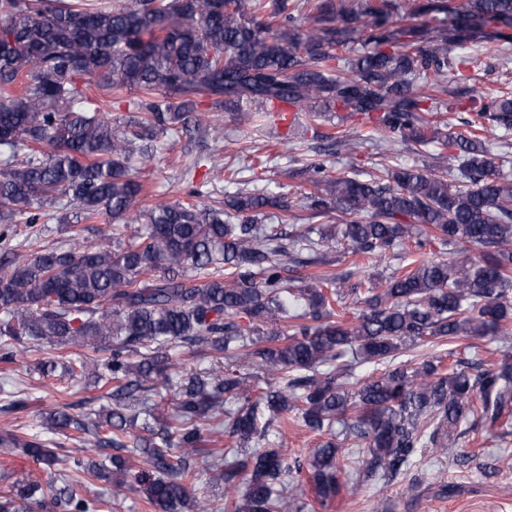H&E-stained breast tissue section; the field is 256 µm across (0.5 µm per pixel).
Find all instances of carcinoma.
Returning <instances> with one entry per match:
<instances>
[{
  "instance_id": "cac0c4a2",
  "label": "carcinoma",
  "mask_w": 512,
  "mask_h": 512,
  "mask_svg": "<svg viewBox=\"0 0 512 512\" xmlns=\"http://www.w3.org/2000/svg\"><path fill=\"white\" fill-rule=\"evenodd\" d=\"M0 0V237L24 221L40 235L47 210L74 204L83 218L112 217V236L17 256L0 270V361L27 343L76 345L101 367L110 407L74 416L62 405L44 419L52 434L73 430L61 455L34 433L0 432V454L22 449L47 475L21 473L0 493V512H109L80 482L58 487L55 467L106 463L109 449L148 454L147 468L113 495L145 494L154 512H303L308 490L321 504L352 481L396 477L424 448L446 452L469 432L512 434V355L483 368L467 357L392 366L409 349L441 343L471 349L489 338L512 344V180L497 169L490 124L512 127V94L469 86L484 65L467 46L512 54V0H431L402 12L396 0ZM366 32L369 51H343ZM133 93L125 126L86 106L87 90ZM236 122L269 117L277 103L305 112L315 138L336 153L365 142L333 121L362 118L371 133L439 150L447 174L379 163L332 177L311 161L308 208L336 223L293 227L284 196L239 188L224 205L176 201L135 208L145 136L187 128L200 100ZM466 112L465 130L443 132L429 113ZM276 224H257L265 209ZM137 225L130 236L125 231ZM415 258L377 286L348 289L326 269L343 244L352 256ZM443 257L430 256L427 246ZM478 250L470 254L469 247ZM307 257H301L302 252ZM317 272L304 275L301 269ZM361 308L346 321L347 295ZM227 365L255 363L287 383L261 393L249 377L220 368L176 383L171 421L148 435L127 431V402L169 386L184 351ZM362 364L382 365L350 381ZM236 408L224 411V404ZM227 413L229 447L258 445L245 459L211 464L224 507L196 488L202 420ZM327 433L305 456L261 448L288 415ZM355 441L357 450L343 447ZM87 447L105 461L83 460Z\"/></svg>"
}]
</instances>
